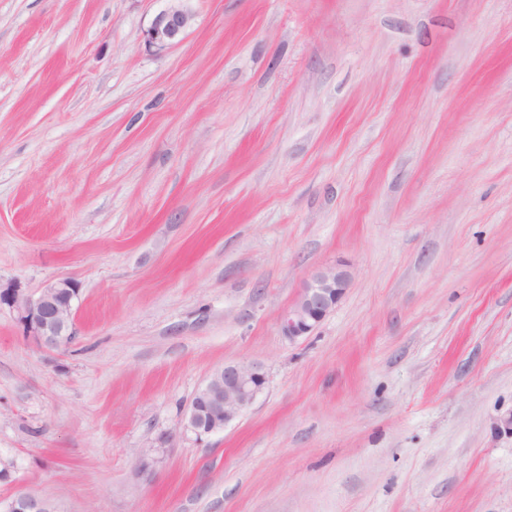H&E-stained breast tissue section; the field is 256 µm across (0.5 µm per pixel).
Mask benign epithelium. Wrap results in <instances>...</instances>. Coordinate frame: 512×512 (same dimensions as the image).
Returning <instances> with one entry per match:
<instances>
[{
	"instance_id": "obj_1",
	"label": "benign epithelium",
	"mask_w": 512,
	"mask_h": 512,
	"mask_svg": "<svg viewBox=\"0 0 512 512\" xmlns=\"http://www.w3.org/2000/svg\"><path fill=\"white\" fill-rule=\"evenodd\" d=\"M175 0L160 13L147 32L150 42L166 45L178 40L193 14ZM352 282L350 266L339 261L314 271L302 283L294 301L280 316L282 336L290 342L311 335L345 296ZM80 286L68 276L54 278L36 294L9 285L0 287V306L17 316L26 336L42 349H53L73 337L75 301ZM267 376L258 365L230 363L216 370L190 401L184 428L203 440L223 431L266 388ZM3 512H49V502L18 492L0 502Z\"/></svg>"
}]
</instances>
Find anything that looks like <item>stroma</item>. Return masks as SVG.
<instances>
[{"mask_svg": "<svg viewBox=\"0 0 512 512\" xmlns=\"http://www.w3.org/2000/svg\"><path fill=\"white\" fill-rule=\"evenodd\" d=\"M169 6L0 0V282L81 286L56 349L0 307V500L512 512V0H189L148 44ZM230 362L268 384L197 442ZM178 4L160 13L147 32L150 42L161 46L178 40L191 25L193 14L183 5L189 0H171ZM352 277L343 261L314 271L280 316L282 336L290 342L310 336L345 296Z\"/></svg>", "mask_w": 512, "mask_h": 512, "instance_id": "stroma-1", "label": "stroma"}]
</instances>
